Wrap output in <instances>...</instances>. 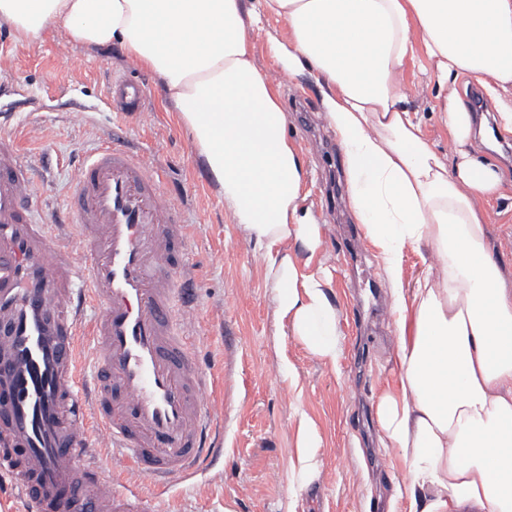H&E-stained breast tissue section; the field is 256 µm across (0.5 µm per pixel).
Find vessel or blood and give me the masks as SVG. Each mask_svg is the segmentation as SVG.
Instances as JSON below:
<instances>
[{
	"label": "vessel or blood",
	"mask_w": 512,
	"mask_h": 512,
	"mask_svg": "<svg viewBox=\"0 0 512 512\" xmlns=\"http://www.w3.org/2000/svg\"><path fill=\"white\" fill-rule=\"evenodd\" d=\"M110 95L114 110L136 112L144 88L116 79ZM34 187L16 136L1 132L0 476L28 512H156L138 484L114 488L116 476L172 487L222 454L212 375L180 330L201 317L183 300L180 210L122 137L73 169L65 222L36 219ZM72 235L78 260L64 244ZM85 346L97 361L90 381Z\"/></svg>",
	"instance_id": "1"
}]
</instances>
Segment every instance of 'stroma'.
Listing matches in <instances>:
<instances>
[{
    "label": "stroma",
    "instance_id": "35a3bbf8",
    "mask_svg": "<svg viewBox=\"0 0 512 512\" xmlns=\"http://www.w3.org/2000/svg\"><path fill=\"white\" fill-rule=\"evenodd\" d=\"M287 41L280 17H267L252 33L256 66L273 78L288 114V134L305 153L307 202L324 224L322 247L311 266L330 276L329 296L342 334L341 354L330 363L310 354L281 328L265 286L262 251L246 239L224 207L208 172L196 160L163 83L131 62L121 46L94 48L46 30L20 40L0 31V110L27 100L12 129L38 175L40 214L59 212L70 171L88 151L125 130L130 143L158 170L187 227L188 275L202 309L200 324L186 328L201 364L216 376L211 405L224 425V454L214 470L157 496V512H390L394 480L402 469L392 450L380 447L375 408L396 383V337L388 282L375 251L350 207L343 148L321 117L310 76L286 75L271 55L269 37ZM409 83L422 89L411 107L425 134L443 155L458 151L490 158L504 182H512V135L488 130L454 146L431 106L430 73L408 64ZM142 83V111H113L112 79ZM496 254L512 258V197L486 206ZM316 424L319 477L306 489L293 486L297 411Z\"/></svg>",
    "mask_w": 512,
    "mask_h": 512
}]
</instances>
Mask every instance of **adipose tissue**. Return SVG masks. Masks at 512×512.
I'll use <instances>...</instances> for the list:
<instances>
[{
    "label": "adipose tissue",
    "mask_w": 512,
    "mask_h": 512,
    "mask_svg": "<svg viewBox=\"0 0 512 512\" xmlns=\"http://www.w3.org/2000/svg\"><path fill=\"white\" fill-rule=\"evenodd\" d=\"M292 37L270 49L291 75L316 76L322 116L345 155L350 206L382 261L396 314L397 385L376 407L380 445L407 472L401 512H512V274L490 251L482 208L506 187L489 160L457 163L433 149L406 61L427 62L433 111L453 142L472 129L449 85L468 77L495 100L512 134V0H0V28L36 39L46 29L113 44L162 80L196 160L246 238L268 253L267 286L291 336L336 361L341 332L325 287L288 241L309 254L322 226L305 207L304 153L288 114L255 65L250 34L263 17ZM435 257L402 286L405 251ZM292 481L318 477L320 437L297 421Z\"/></svg>",
    "instance_id": "obj_1"
}]
</instances>
